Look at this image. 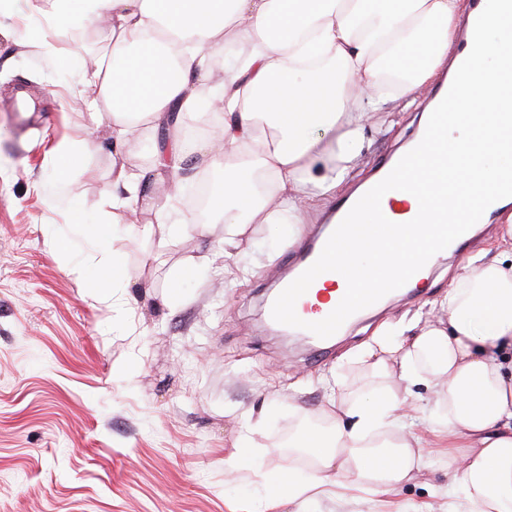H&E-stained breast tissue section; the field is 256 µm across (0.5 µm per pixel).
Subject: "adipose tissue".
Here are the masks:
<instances>
[{"instance_id":"ef3b65f1","label":"adipose tissue","mask_w":512,"mask_h":512,"mask_svg":"<svg viewBox=\"0 0 512 512\" xmlns=\"http://www.w3.org/2000/svg\"><path fill=\"white\" fill-rule=\"evenodd\" d=\"M26 13L28 43L59 58V41L96 28L100 42L86 110L115 146L133 153L158 127L176 133L140 165L112 169L98 223L131 222L146 182L201 155L224 167L211 221L228 239L249 224L305 223L308 202L329 201L353 176L367 121L389 100L408 98L435 79L463 13L462 0H0V16ZM231 50L232 65L216 58ZM210 130L188 140L187 122ZM98 150L85 131L53 148L61 181ZM331 167L319 168L322 158ZM360 212L380 242L369 257L343 247L336 287L360 288L400 277L411 237ZM501 253L467 258L441 301L447 320L416 324L361 359L383 395L372 403L336 395L320 411L328 432L297 446L318 476L279 479L289 500L362 486L389 494L421 465L426 448L448 451V496L466 512H512V223ZM364 277L352 275V268ZM424 386L433 411L421 419L399 391Z\"/></svg>"}]
</instances>
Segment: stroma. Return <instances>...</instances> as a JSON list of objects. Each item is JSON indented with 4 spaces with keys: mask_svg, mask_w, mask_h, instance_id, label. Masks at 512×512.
<instances>
[{
    "mask_svg": "<svg viewBox=\"0 0 512 512\" xmlns=\"http://www.w3.org/2000/svg\"><path fill=\"white\" fill-rule=\"evenodd\" d=\"M58 61L0 38V512H299L296 502L267 507L273 481L310 469L288 450L297 411L324 407L329 384L344 378L376 398L360 360L380 330L399 334L412 318L441 315L463 260L489 249L500 221L475 226L463 251L442 259L413 297H395L353 323L329 356L269 331L262 302L286 271L293 236L308 240L326 222L249 224L232 251L224 227L189 224L157 247L117 232L112 249L74 241L70 199L88 216L121 158L103 143L65 192L50 170L51 143L78 129L102 134L61 84L80 79ZM27 90L50 118L20 129L3 101ZM391 103L384 125L364 132L355 183L417 134L422 104ZM120 256L123 287L102 296L98 269ZM72 266L83 277L69 274ZM189 275L171 286L170 269ZM249 466L229 475L238 436ZM448 461L425 451L421 471L383 499L364 491L325 497L309 512H449Z\"/></svg>",
    "mask_w": 512,
    "mask_h": 512,
    "instance_id": "35a3bbf8",
    "label": "stroma"
}]
</instances>
